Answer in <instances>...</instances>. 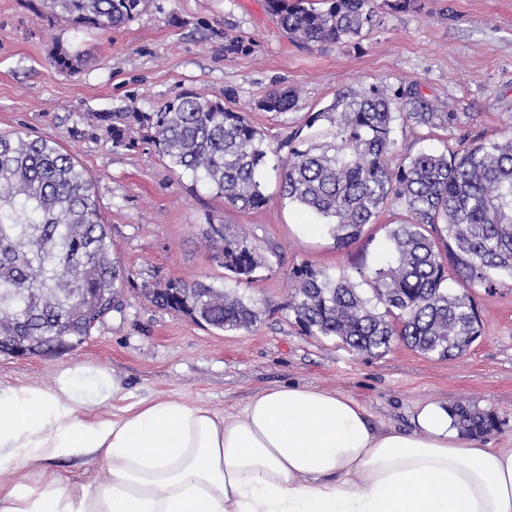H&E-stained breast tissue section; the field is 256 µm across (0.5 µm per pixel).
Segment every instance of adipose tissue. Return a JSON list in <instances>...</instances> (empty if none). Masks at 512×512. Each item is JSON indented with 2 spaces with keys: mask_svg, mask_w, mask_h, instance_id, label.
<instances>
[{
  "mask_svg": "<svg viewBox=\"0 0 512 512\" xmlns=\"http://www.w3.org/2000/svg\"><path fill=\"white\" fill-rule=\"evenodd\" d=\"M123 397L85 365L60 366L48 389H0V512H512V448L463 433L443 401L398 429L305 385L264 389L237 416ZM75 457L103 461L109 481L48 467Z\"/></svg>",
  "mask_w": 512,
  "mask_h": 512,
  "instance_id": "obj_1",
  "label": "adipose tissue"
}]
</instances>
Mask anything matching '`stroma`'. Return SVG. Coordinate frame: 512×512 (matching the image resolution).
Masks as SVG:
<instances>
[{"instance_id":"stroma-1","label":"stroma","mask_w":512,"mask_h":512,"mask_svg":"<svg viewBox=\"0 0 512 512\" xmlns=\"http://www.w3.org/2000/svg\"><path fill=\"white\" fill-rule=\"evenodd\" d=\"M242 43L230 50V39ZM83 63L61 71L57 51ZM416 82L454 118L440 127L394 122L395 159L422 150L461 151L512 132V0H416L387 14L359 44L303 48L267 13L265 0H145L128 23L109 31L53 16L44 0H0V134L23 131L55 142L84 169L112 254L128 272L121 309L77 350L58 357L0 355V387L50 386L61 364L108 369L131 399L202 403L239 413L263 389L288 383L349 396L374 424L409 428L423 401L463 402L493 414L491 438L512 445V277L471 295L480 337L459 357H427L394 343L382 356L305 334L289 307L296 269L329 277L384 265L388 231L401 208H386L361 239L337 248L327 231L306 232L313 216L283 200L280 176L264 175L269 203L258 210L225 204L212 188L176 174L139 129L137 148L113 146L96 129L99 112L159 111L185 90L244 112L280 156L289 146L335 144L311 113L338 92L377 86L394 92ZM299 92L298 106L265 112L258 101L276 87ZM245 233L263 265L240 281L211 259L200 235L208 223ZM202 280L255 300L259 319L221 332L154 306L146 289L171 279Z\"/></svg>"}]
</instances>
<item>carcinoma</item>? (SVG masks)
<instances>
[{"instance_id":"obj_1","label":"carcinoma","mask_w":512,"mask_h":512,"mask_svg":"<svg viewBox=\"0 0 512 512\" xmlns=\"http://www.w3.org/2000/svg\"><path fill=\"white\" fill-rule=\"evenodd\" d=\"M49 13L108 31L132 20L144 0H45ZM266 0L290 41L308 48L356 45L385 10L408 11L414 0ZM293 88H274L258 102L266 112L296 108ZM411 126L438 127L439 112L415 83L393 95L349 89L311 115L335 129L340 146H291L282 161L281 197L325 220L336 246L358 241L389 206L407 219L389 230L392 259L370 273L366 296L348 275L331 278L311 267L295 271L292 311L302 331L334 337L360 354L381 356L395 341L427 357L462 355L479 336L469 289L493 288L512 276V138L463 152H420L393 165L395 116ZM112 146L136 147L134 126L152 139L176 173L211 186L224 202L257 210L269 202L263 174L272 149L246 115L195 92L163 111L97 115ZM213 258L238 279L254 280L262 262L247 240L224 225L202 229ZM468 290L448 293V271ZM129 275L112 258L91 183L59 146L24 132L0 136V335L16 336L39 355L82 345L111 312L112 296ZM224 332L251 329L259 311L246 300L200 280L170 279L154 303ZM382 305L384 311L377 310ZM460 427L489 435L491 413L454 405Z\"/></svg>"}]
</instances>
